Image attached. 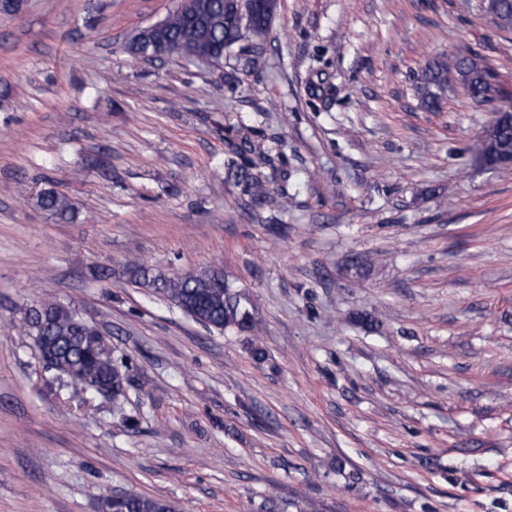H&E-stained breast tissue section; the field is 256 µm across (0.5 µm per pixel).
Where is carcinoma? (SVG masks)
<instances>
[{
  "label": "carcinoma",
  "mask_w": 512,
  "mask_h": 512,
  "mask_svg": "<svg viewBox=\"0 0 512 512\" xmlns=\"http://www.w3.org/2000/svg\"><path fill=\"white\" fill-rule=\"evenodd\" d=\"M480 8L499 29L512 30V0H481ZM276 9L277 0H180L164 19L135 33L126 50L140 56L147 47L160 42L165 57L186 62L205 60L217 66L235 53L243 70L255 71L263 62L265 39ZM452 79L472 100L492 103L503 94L497 74L487 66L470 56L442 55L429 60L415 77L419 105L428 111L440 110ZM241 150L251 158L232 166L229 176L243 187L254 206L287 210L292 199L288 179L282 178L278 185L276 177L265 172L272 162V149L245 138ZM475 151L486 166L511 156L512 119H494L476 141ZM34 204L62 219L74 213L69 197L54 189L39 193ZM127 276L131 284L152 289L208 329H256L251 299L216 267L171 274L132 261ZM24 326L40 358L48 359L51 368L75 389L96 397L99 389L110 387L114 399L125 393L128 378L114 359L108 339L70 307L47 300L26 313ZM112 512H174V508L164 499L130 492Z\"/></svg>",
  "instance_id": "carcinoma-1"
}]
</instances>
